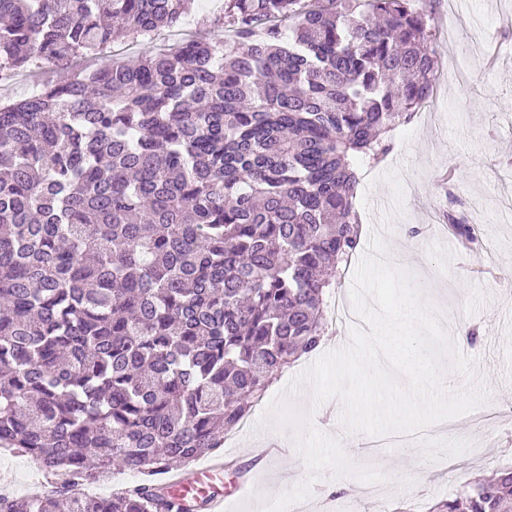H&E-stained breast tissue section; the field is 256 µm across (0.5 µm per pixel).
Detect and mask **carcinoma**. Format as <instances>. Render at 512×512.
<instances>
[{
	"mask_svg": "<svg viewBox=\"0 0 512 512\" xmlns=\"http://www.w3.org/2000/svg\"><path fill=\"white\" fill-rule=\"evenodd\" d=\"M191 0H0V70L95 60ZM233 34L0 101V448L54 477L0 512H202L160 478L224 447L292 364L361 245L378 161L438 72L418 0H224ZM470 248L477 225L444 214ZM114 468L120 496L75 488ZM438 512H512V467ZM109 477L111 478V481L107 483L98 482L95 484L86 485V487L90 486L87 489L88 494L96 497L112 496L113 493H116L128 486H132L139 482L141 479L140 475L121 469L112 470V473ZM115 485H122V487L120 490L114 491Z\"/></svg>",
	"mask_w": 512,
	"mask_h": 512,
	"instance_id": "obj_1",
	"label": "carcinoma"
}]
</instances>
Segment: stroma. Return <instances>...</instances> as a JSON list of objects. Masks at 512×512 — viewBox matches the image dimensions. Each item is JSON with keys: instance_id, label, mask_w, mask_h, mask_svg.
<instances>
[{"instance_id": "obj_1", "label": "stroma", "mask_w": 512, "mask_h": 512, "mask_svg": "<svg viewBox=\"0 0 512 512\" xmlns=\"http://www.w3.org/2000/svg\"><path fill=\"white\" fill-rule=\"evenodd\" d=\"M461 19H449L441 0H425L432 9L440 78L434 112L419 110L414 120L394 133L393 148L380 164H357L355 207L363 223V240L379 234L393 265L411 272L417 286L445 328H456L460 352L475 362L474 387L490 393L480 411H512V39L500 30L512 22V0H459ZM500 46L496 69L480 65L488 43ZM469 210L482 227L483 247L473 253L449 247L439 228L445 210ZM418 235H410V228ZM477 329L475 342L465 332ZM312 410V424L341 440L359 466L385 474L380 494L351 475L324 471L306 501L309 512H431L454 495L458 483L490 476L512 464V429L487 425L477 430L472 416L452 419L426 430L429 438L465 439L485 446L482 457L470 453L425 460L417 441L391 434L375 438L348 433L341 404H316L308 386L291 397ZM264 413L251 414L253 429L237 431L229 453L235 469L223 475L231 499L226 512H257L248 495H235L239 473L250 475L260 496L272 497L308 476L299 454L254 464L262 444L289 442L291 429L259 427ZM9 475L18 496L43 493L49 483L32 458L0 450V473ZM342 481L350 490L325 492Z\"/></svg>"}]
</instances>
